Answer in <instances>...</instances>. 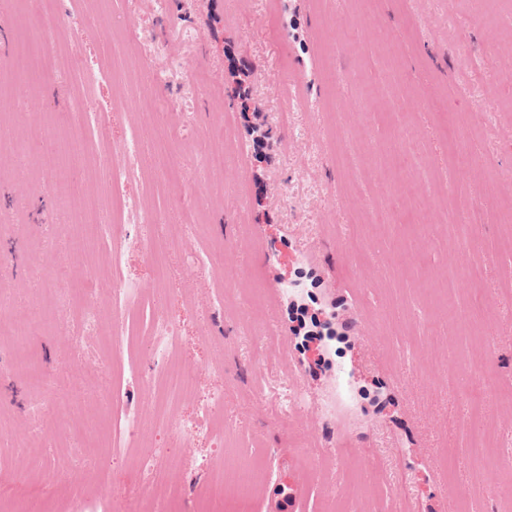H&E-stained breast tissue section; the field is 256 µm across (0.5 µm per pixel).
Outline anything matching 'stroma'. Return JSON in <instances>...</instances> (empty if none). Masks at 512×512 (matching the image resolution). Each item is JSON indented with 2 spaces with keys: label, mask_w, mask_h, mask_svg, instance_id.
Returning <instances> with one entry per match:
<instances>
[{
  "label": "stroma",
  "mask_w": 512,
  "mask_h": 512,
  "mask_svg": "<svg viewBox=\"0 0 512 512\" xmlns=\"http://www.w3.org/2000/svg\"><path fill=\"white\" fill-rule=\"evenodd\" d=\"M84 0H54L28 11L25 0H0V81L29 95L26 111L5 108L0 122L29 139L47 167L70 170L72 182L18 174L0 156V284L14 301L13 320L0 326V356H34L49 388L68 395L65 408L28 414L44 389L26 376L0 379V483L48 482L41 498L0 500V512H228L239 494L230 475L250 473L252 512H265L278 468L306 474L302 512H448L449 486L474 488L475 512H500L483 486L500 483L498 469L476 468L463 449V403L439 377L455 360L457 340L434 281L448 269V241L426 237L427 224L448 214L423 199L436 179L458 194L484 186L478 214L457 208L478 226L469 262L478 285L492 292L484 322L496 346L503 393L485 401L491 433L512 427V251L498 249L503 207L512 203V39L503 36L512 8L502 0H99L103 23L81 21ZM55 17L58 34L75 31L84 57L98 61L96 79L74 77L67 57L15 77L17 44ZM397 61L389 63L388 50ZM125 64L126 80L111 79ZM250 72L248 97L235 75ZM103 113L107 134L98 149L67 131L75 97ZM288 98L317 111H286ZM500 109L486 124L470 118ZM176 103L187 113L177 139H167L161 112ZM261 113L267 139L250 130ZM410 136L395 144L394 133ZM139 141L142 166L127 196L160 214L149 233L162 255L150 261L129 249L122 272L140 287L139 319L149 325L152 301L166 289L164 311L179 327L174 352L194 383L174 411L188 418L203 398L224 393L228 431L209 430L181 446L145 426L133 446L113 454L106 411L112 410V265L95 226L110 219L105 167L114 152ZM249 146L230 154L223 170H188L179 158ZM393 148L383 160L378 147ZM204 209L192 218L186 181ZM98 206L79 209L68 235L50 224L72 205L71 183ZM295 199L287 205L285 196ZM223 246L224 266L240 285L222 289L217 275L191 268L186 248ZM294 285L295 298L272 302L274 282ZM364 304L355 334L338 318L344 287ZM97 310L83 325V292ZM49 324L26 329L29 304ZM277 321L266 359L251 355L254 335ZM65 323L69 333L55 331ZM291 377L313 400L281 419L273 398H258L267 382ZM352 447L376 453L369 474L345 454L321 449L337 427ZM165 449L167 479L146 490L134 474L138 451ZM48 457L51 468L36 462ZM227 477L222 495L211 485Z\"/></svg>",
  "instance_id": "35a3bbf8"
}]
</instances>
